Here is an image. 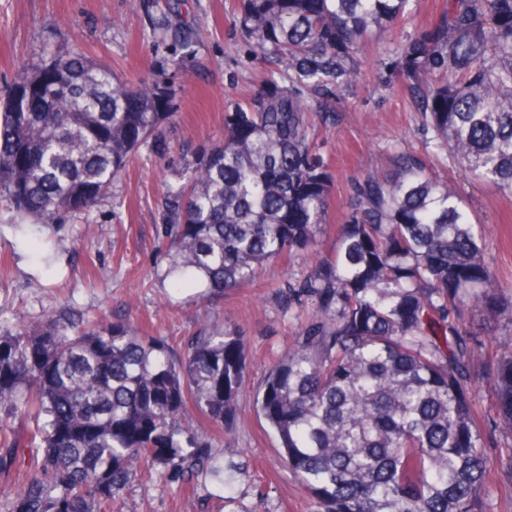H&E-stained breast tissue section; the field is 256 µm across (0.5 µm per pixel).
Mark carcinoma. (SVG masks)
I'll return each instance as SVG.
<instances>
[{
    "label": "carcinoma",
    "instance_id": "cac0c4a2",
    "mask_svg": "<svg viewBox=\"0 0 512 512\" xmlns=\"http://www.w3.org/2000/svg\"><path fill=\"white\" fill-rule=\"evenodd\" d=\"M410 11L411 0H242L264 85L224 113V143L196 155L164 202L167 276L180 286L222 295L266 261L315 256L279 292L307 314L254 409L323 512H487L492 466L471 398L483 342L465 316L512 327V299L482 256L481 225L424 157L392 145V172L351 182L336 246L320 250L331 174L316 122L335 120L363 44ZM391 52L438 146L465 176L512 195V0H444ZM37 87L43 110L21 111ZM168 105L149 74L127 86L80 53L46 52L0 99V202L27 224L91 211ZM487 380L512 431V346ZM246 385V341L229 329H203L182 354L122 321L72 334L43 315L0 329L10 512H112L155 475L227 485L200 425L224 433Z\"/></svg>",
    "mask_w": 512,
    "mask_h": 512
}]
</instances>
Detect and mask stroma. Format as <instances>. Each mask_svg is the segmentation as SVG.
Returning a JSON list of instances; mask_svg holds the SVG:
<instances>
[{
    "label": "stroma",
    "instance_id": "stroma-1",
    "mask_svg": "<svg viewBox=\"0 0 512 512\" xmlns=\"http://www.w3.org/2000/svg\"><path fill=\"white\" fill-rule=\"evenodd\" d=\"M443 0H416L414 16L367 44L359 77L341 92L335 125L320 128L321 153L332 175L323 238L335 243L348 214L351 179L390 167L391 144L413 150L434 176L454 183L484 228L483 255L503 288L512 289V195L463 176L435 133L396 91L390 48L426 27ZM189 47L176 58L178 39ZM80 52L111 67L128 84L145 74L168 88L171 116L155 141L142 146L124 175L91 215L31 229L20 237L11 214L0 207V326L19 315H53L63 322L122 320L177 345L203 324L228 328L247 340L249 388L240 395L233 431L220 447L232 469L227 487L200 479L195 493L163 483L137 482L112 512H320L312 495L279 458L277 442L253 410L252 391L268 361L280 356L301 329L297 311L284 307L275 286L301 275L309 255L272 260L255 283L222 297H201L168 279L170 238L162 221L167 185L179 182L195 154L224 139V115L263 85V69L250 54L240 0H0V95L19 68L42 64L45 49ZM53 258L44 269L42 252ZM468 326L488 339L477 364L512 344V328L483 314H467ZM473 405L493 460L487 512H512V470L498 465L512 433L498 424L494 396L476 384Z\"/></svg>",
    "mask_w": 512,
    "mask_h": 512
}]
</instances>
